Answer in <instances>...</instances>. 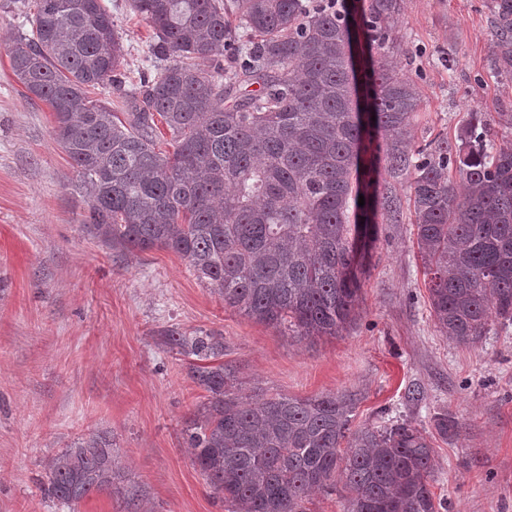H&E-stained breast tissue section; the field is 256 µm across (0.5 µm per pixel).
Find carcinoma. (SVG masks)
I'll use <instances>...</instances> for the list:
<instances>
[{"label":"carcinoma","mask_w":512,"mask_h":512,"mask_svg":"<svg viewBox=\"0 0 512 512\" xmlns=\"http://www.w3.org/2000/svg\"><path fill=\"white\" fill-rule=\"evenodd\" d=\"M25 6L11 70L52 109L87 199L82 227L106 249L172 251L249 318L336 336L357 315L376 225L400 222L383 168L409 188L439 329L466 344L512 321V150L493 148L482 112L459 144L408 140L420 91L392 55L402 0H128L160 63L136 83L103 0ZM489 13L490 75H512V0ZM165 338L202 361L190 368L206 395L188 444L232 512H309L310 493L335 490L339 474L349 512L442 508L416 426L354 430L352 394L245 402L232 369L208 364L224 341ZM435 427L458 435L446 414ZM116 478L111 437L91 433L51 459L47 491L70 509Z\"/></svg>","instance_id":"carcinoma-1"}]
</instances>
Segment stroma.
Here are the masks:
<instances>
[{
  "label": "stroma",
  "mask_w": 512,
  "mask_h": 512,
  "mask_svg": "<svg viewBox=\"0 0 512 512\" xmlns=\"http://www.w3.org/2000/svg\"><path fill=\"white\" fill-rule=\"evenodd\" d=\"M130 79L155 74L151 30L127 0H104ZM489 0H403L394 56L418 83L415 145L456 140L486 113L512 149V75H489ZM26 29L0 0V512H65L45 464L92 431L112 437L120 478L72 512H229L193 462L185 429L204 392L164 330L224 339L225 366L251 398L357 397L352 425L409 421L433 447L431 489L445 512H512V322L476 343L448 339L430 314L409 191L378 227L356 320L302 338L225 307L176 254L106 250L81 226L86 197L49 106L14 77L8 48ZM460 425L438 434L433 417Z\"/></svg>",
  "instance_id": "35a3bbf8"
}]
</instances>
